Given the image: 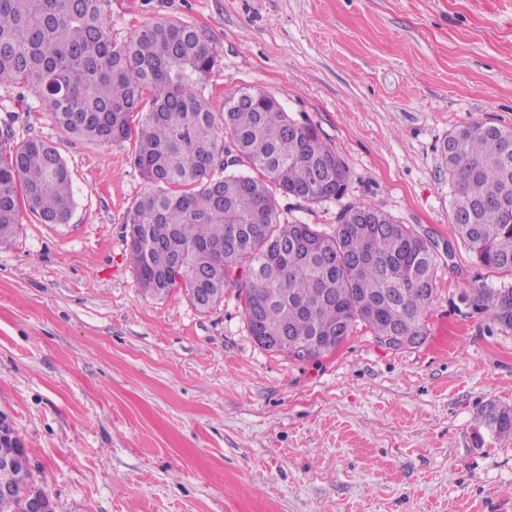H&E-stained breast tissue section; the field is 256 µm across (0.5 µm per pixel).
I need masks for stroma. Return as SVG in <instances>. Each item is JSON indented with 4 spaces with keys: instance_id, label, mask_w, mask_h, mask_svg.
<instances>
[{
    "instance_id": "stroma-1",
    "label": "stroma",
    "mask_w": 512,
    "mask_h": 512,
    "mask_svg": "<svg viewBox=\"0 0 512 512\" xmlns=\"http://www.w3.org/2000/svg\"><path fill=\"white\" fill-rule=\"evenodd\" d=\"M112 36L177 19L218 52L214 105L255 87L309 119L350 170L286 219L326 233L348 205L412 225L436 251L422 344L365 328L301 359L259 347L235 289L197 310L143 294L125 217L147 184L132 142L63 133L0 85V124L54 143L72 172L66 223L23 212L0 247V414L34 480L68 512H512V437L475 443L512 405V330L474 300L512 285L456 238L439 146L512 128V0H105ZM491 432L496 437L512 436V406L500 405L489 402L481 410L477 425L474 431L476 443L483 442L481 439L482 431ZM479 439V440H478Z\"/></svg>"
}]
</instances>
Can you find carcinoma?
I'll return each instance as SVG.
<instances>
[{"label": "carcinoma", "mask_w": 512, "mask_h": 512, "mask_svg": "<svg viewBox=\"0 0 512 512\" xmlns=\"http://www.w3.org/2000/svg\"><path fill=\"white\" fill-rule=\"evenodd\" d=\"M217 52L178 20L128 41L109 33L103 0H0V84L32 91L66 134L98 144L133 141L148 190L126 215L131 261L144 293L182 287L208 311L237 288L250 336L376 338L401 328L427 335L434 298L432 242L377 208L352 204L327 235L282 217L278 197L309 204L345 195L350 173L306 119L242 87L215 110L205 80ZM450 217L479 263L512 274V129L473 122L440 146ZM45 224L75 207L72 173L57 147L27 138L0 149V245L21 224L19 199ZM493 324L512 328V287L486 292ZM512 436V406L489 402L474 431ZM0 512H25L36 489L25 449L1 448Z\"/></svg>", "instance_id": "cac0c4a2"}]
</instances>
